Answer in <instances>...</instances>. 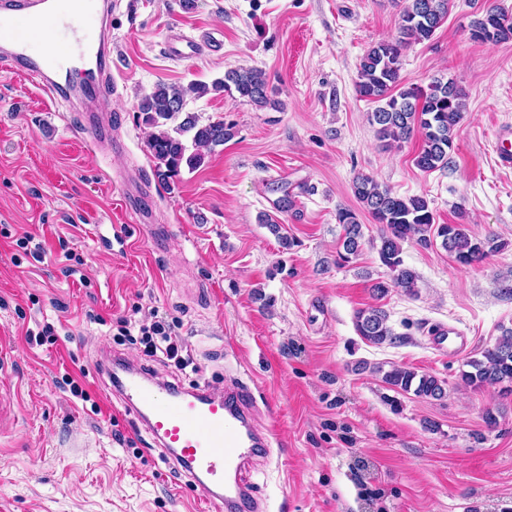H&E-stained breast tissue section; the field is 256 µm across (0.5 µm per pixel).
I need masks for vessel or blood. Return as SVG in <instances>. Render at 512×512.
Masks as SVG:
<instances>
[{"instance_id":"vessel-or-blood-1","label":"vessel or blood","mask_w":512,"mask_h":512,"mask_svg":"<svg viewBox=\"0 0 512 512\" xmlns=\"http://www.w3.org/2000/svg\"><path fill=\"white\" fill-rule=\"evenodd\" d=\"M59 28L60 17L50 0H0V66L21 72L54 98L64 96L76 66H83L98 109L108 111L109 100L99 93L112 63L106 39L88 40L76 32L65 37ZM37 30L45 31L48 40L44 52L35 54L31 44ZM432 342L455 352L468 344L447 325L435 329ZM111 379L113 395L153 444L182 465L216 512H258L259 503L240 474L248 459L267 447L268 439L248 422V388L162 385L134 368L112 371Z\"/></svg>"}]
</instances>
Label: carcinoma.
I'll list each match as a JSON object with an SVG mask.
<instances>
[{
  "label": "carcinoma",
  "instance_id": "cac0c4a2",
  "mask_svg": "<svg viewBox=\"0 0 512 512\" xmlns=\"http://www.w3.org/2000/svg\"><path fill=\"white\" fill-rule=\"evenodd\" d=\"M449 0H407L401 12L400 35L371 46L359 65L357 94L380 103L371 113L380 142L388 146L419 133L421 146L414 157L415 166L430 172L448 166V151L453 147L455 130L465 108V94L457 83L444 76L435 77L425 87L401 85L403 51L413 44L428 41L448 16ZM471 38L481 42L501 43L512 40V14L491 7L469 24ZM265 73L256 68L233 69L224 78L208 85L191 88L202 97L212 91L236 92L238 98L264 107L270 103ZM184 92L174 86L158 85L142 97L138 110L143 121L156 129L149 136L147 148L155 163L158 181L168 187L182 166L194 170L204 162L202 150H211L234 136V124L222 120L198 124L193 116L178 120L184 110ZM358 202L376 223L383 225L379 259L392 273V283L413 291L416 274L404 266L402 243L414 240L423 247L440 240L442 247L463 266L480 263L506 243L489 236L485 239L469 234L462 224H437L428 200L423 196L401 197L382 186L372 176L359 173L351 186ZM336 221L344 229L342 252L338 260L347 262L361 250V224L354 211L340 208ZM356 329L362 338L383 344L396 339L388 325L387 313L380 307L360 310L355 316ZM470 370L461 372L464 384L481 388L498 385L512 392V328L491 347L481 351V358L467 362ZM383 373V380L395 390L439 400L445 396L446 381L429 373L393 366Z\"/></svg>",
  "mask_w": 512,
  "mask_h": 512
}]
</instances>
